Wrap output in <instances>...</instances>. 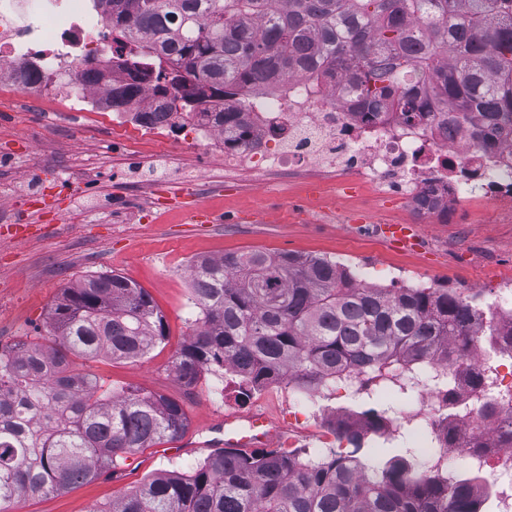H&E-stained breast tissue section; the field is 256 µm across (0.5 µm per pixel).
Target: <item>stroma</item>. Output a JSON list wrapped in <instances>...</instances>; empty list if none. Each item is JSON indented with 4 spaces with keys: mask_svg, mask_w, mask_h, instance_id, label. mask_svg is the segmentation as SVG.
<instances>
[{
    "mask_svg": "<svg viewBox=\"0 0 512 512\" xmlns=\"http://www.w3.org/2000/svg\"><path fill=\"white\" fill-rule=\"evenodd\" d=\"M63 104L28 102L0 92V344L47 335L48 316L64 288L98 273H116L144 288L164 314L168 336L137 362L100 358L86 365L108 386H131L176 400L188 418L181 441L164 442L130 456L114 475L105 473L55 496L21 500L9 512H97L123 491L157 474L189 473L223 438L225 419L244 424L263 413L283 447L289 431L305 426V413L278 404L257 406L253 396L228 385L212 399L209 375L191 387L171 361L187 340L196 310L189 304L191 260L227 253L320 254L349 267L364 261L392 265L442 288H486L512 272V213L505 206L462 200L461 224H420L410 206L393 197L372 199L356 188L323 208L298 210L306 186L263 188L248 174L226 175L220 161L205 162L192 149L171 151L165 140L134 141L130 153L112 150V124L97 116H63ZM28 176L19 179L18 161ZM73 184L60 188L61 171ZM45 195L33 205L27 196ZM92 205L90 219L76 209ZM204 207L216 223L200 226L190 215ZM351 211L366 214L350 224ZM386 224L413 225L411 248L390 244Z\"/></svg>",
    "mask_w": 512,
    "mask_h": 512,
    "instance_id": "35a3bbf8",
    "label": "stroma"
}]
</instances>
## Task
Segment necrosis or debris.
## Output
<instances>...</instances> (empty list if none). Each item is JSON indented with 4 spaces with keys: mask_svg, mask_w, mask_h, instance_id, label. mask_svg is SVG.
<instances>
[{
    "mask_svg": "<svg viewBox=\"0 0 512 512\" xmlns=\"http://www.w3.org/2000/svg\"><path fill=\"white\" fill-rule=\"evenodd\" d=\"M120 70L127 50L113 40L112 20L92 0H0V90L8 88L38 100L49 96L73 112L107 117L113 128L133 131L143 140L191 127L193 148L202 158L220 156L228 173L262 178L286 176L336 192L352 182L377 195L405 199L424 215L443 222L463 199L512 204V147L473 142L463 123L446 125L422 114L411 120L397 112H357L346 100L293 77L260 92H247L224 103V123L168 113L152 120L144 114L149 100L113 104L105 86L85 77L90 59ZM477 334L512 333V276L484 291L476 306ZM512 351L498 345H473L459 360L456 397L468 413L449 417L440 388L430 382V365H410L390 394L406 391L415 404L392 418L385 435L415 433L414 446L426 467H441L465 442L499 447L495 461L471 457L470 471L490 512H512V448L501 446L503 421H512V380L503 371ZM486 381L472 395L468 375ZM279 401L304 408L310 428L289 435L292 448H329L335 436L328 424L339 416L333 405L339 392L374 402L377 391L364 379L329 383L304 390L295 380L273 383ZM496 408L493 417L481 406ZM451 431L456 442L441 447L438 436Z\"/></svg>",
    "mask_w": 512,
    "mask_h": 512,
    "instance_id": "necrosis-or-debris-1",
    "label": "necrosis or debris"
}]
</instances>
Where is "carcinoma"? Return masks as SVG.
<instances>
[{
    "label": "carcinoma",
    "instance_id": "cac0c4a2",
    "mask_svg": "<svg viewBox=\"0 0 512 512\" xmlns=\"http://www.w3.org/2000/svg\"><path fill=\"white\" fill-rule=\"evenodd\" d=\"M116 41L139 40V79L98 71L123 102L145 92L167 112L224 125V98L307 73L364 112H456L474 140H512V0H99ZM199 317L172 371L190 387L226 364L255 386L311 391L343 377L387 386L406 361L441 355L449 387L471 345L474 298L456 288H366L314 255L253 250L191 273ZM49 337L0 346V508L64 493L129 456L181 438L175 400L116 394L82 363L136 362L165 341L148 293L107 273L64 290ZM336 426L347 451L224 448L188 475H156L99 512H479L470 478L421 469L411 448L366 456L384 414Z\"/></svg>",
    "mask_w": 512,
    "mask_h": 512
}]
</instances>
